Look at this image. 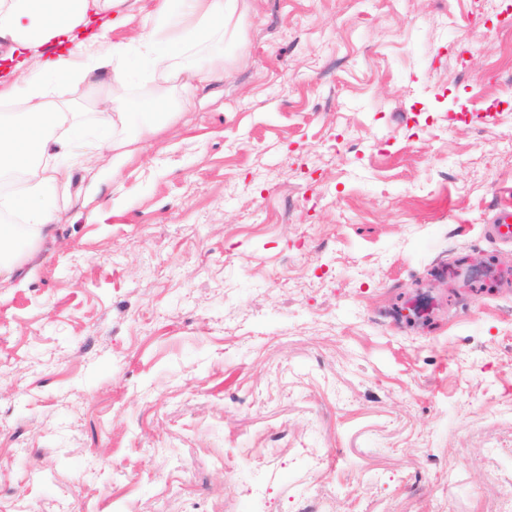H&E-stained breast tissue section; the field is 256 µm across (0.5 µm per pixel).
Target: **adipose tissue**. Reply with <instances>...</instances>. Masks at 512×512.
Returning a JSON list of instances; mask_svg holds the SVG:
<instances>
[{"instance_id": "ef3b65f1", "label": "adipose tissue", "mask_w": 512, "mask_h": 512, "mask_svg": "<svg viewBox=\"0 0 512 512\" xmlns=\"http://www.w3.org/2000/svg\"><path fill=\"white\" fill-rule=\"evenodd\" d=\"M128 0H0V40L12 44L20 60L19 77L0 79V105L20 101L17 117L0 116V177L22 176L28 190L0 195L1 211H18L23 224H0V279L9 277L15 264L31 247L40 230L55 215L42 204V193L68 180L72 167L92 171L97 152L122 151L124 142L103 137L84 145L80 112L59 104L53 87L65 81L79 85L95 82L108 88L100 102L97 120L101 127L115 128L124 122L131 104L113 94L123 83L117 64L124 45L110 44V25H103L90 43L66 54L59 48L74 41L92 13H110ZM239 9V0H157L149 16V29L135 39V50L151 62L154 75L191 88L223 72L221 54L200 55L198 47L223 40L224 32ZM66 147L70 163L48 164L53 147Z\"/></svg>"}]
</instances>
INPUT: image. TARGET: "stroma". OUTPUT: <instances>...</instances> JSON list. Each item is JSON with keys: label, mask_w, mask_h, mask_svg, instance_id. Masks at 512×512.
Returning <instances> with one entry per match:
<instances>
[{"label": "stroma", "mask_w": 512, "mask_h": 512, "mask_svg": "<svg viewBox=\"0 0 512 512\" xmlns=\"http://www.w3.org/2000/svg\"><path fill=\"white\" fill-rule=\"evenodd\" d=\"M248 4L0 281V512H512V0Z\"/></svg>", "instance_id": "1"}]
</instances>
